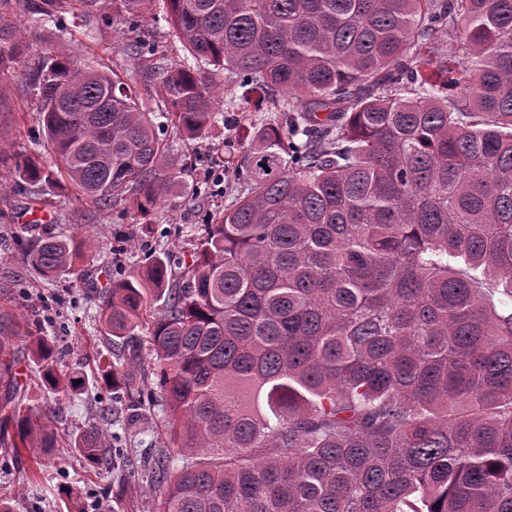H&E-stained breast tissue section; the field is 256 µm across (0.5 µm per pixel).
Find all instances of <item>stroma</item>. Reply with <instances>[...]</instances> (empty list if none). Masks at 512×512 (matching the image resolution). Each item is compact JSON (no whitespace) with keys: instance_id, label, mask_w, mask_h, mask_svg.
I'll return each mask as SVG.
<instances>
[{"instance_id":"1","label":"stroma","mask_w":512,"mask_h":512,"mask_svg":"<svg viewBox=\"0 0 512 512\" xmlns=\"http://www.w3.org/2000/svg\"><path fill=\"white\" fill-rule=\"evenodd\" d=\"M135 35L147 47L139 59L142 65H171L186 55L171 36L161 8L138 20ZM122 41V33L100 15L83 21L64 11L57 26L28 37L23 51L35 58L63 49L78 61L94 58L120 69L131 63ZM0 85L11 102L10 110L0 114V135L15 148L46 151L28 87L8 75L0 77ZM261 104L255 98L246 111L225 113L223 122L205 138L175 140L182 168L168 200L144 217L119 207L105 212L87 206L70 191L54 186L35 198L18 194L11 188V159L0 160V306L20 321L22 333L16 342L23 354L18 370L27 386L25 403L38 410L54 402L60 405L55 446L45 456L15 454L9 437L0 436V496L10 498L13 512H155L157 495L149 491L147 482L131 478L119 465L108 472L76 460L68 446L70 436L98 422V407L106 400L113 406L109 433L136 457L150 458L164 432L162 415L154 410L143 412L135 426L123 428V393L94 375L100 357L108 353L96 318L98 294L136 273L159 250L168 254L172 278L183 277L207 218L222 213L243 188L233 165L224 169L216 161L240 160L250 130L249 114ZM58 231L97 244L95 251L81 253L75 261L86 273L82 283H74L67 272L45 278L27 261L34 238ZM31 332L65 349L67 362L78 364L85 373L79 395L59 400L40 386L37 366L25 355Z\"/></svg>"}]
</instances>
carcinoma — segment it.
<instances>
[{
	"label": "carcinoma",
	"mask_w": 512,
	"mask_h": 512,
	"mask_svg": "<svg viewBox=\"0 0 512 512\" xmlns=\"http://www.w3.org/2000/svg\"><path fill=\"white\" fill-rule=\"evenodd\" d=\"M78 2L128 26L154 0ZM164 4L188 56L118 74L61 52L17 69L67 0H0V73L31 87L54 155L12 153L33 195L62 181L102 211L165 201L180 158L142 86L175 137L209 132L232 78L275 113L187 279L161 251L99 292L117 347L100 379L129 424L148 404L167 424L137 467L158 512H512V0ZM91 246L47 234L28 261L82 281ZM143 326L146 365L128 345ZM16 336L0 311L18 393ZM29 340L42 382L77 391L51 341ZM56 411L13 407L15 453L54 447ZM71 444L101 469L124 458L95 423Z\"/></svg>",
	"instance_id": "cac0c4a2"
}]
</instances>
